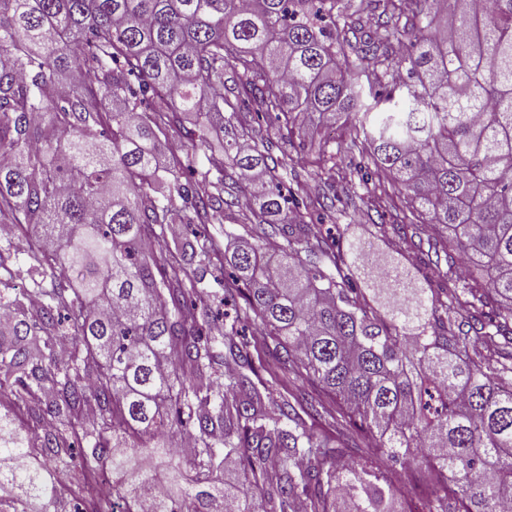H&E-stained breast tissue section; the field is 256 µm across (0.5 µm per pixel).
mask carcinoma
I'll list each match as a JSON object with an SVG mask.
<instances>
[{
    "instance_id": "obj_1",
    "label": "carcinoma",
    "mask_w": 512,
    "mask_h": 512,
    "mask_svg": "<svg viewBox=\"0 0 512 512\" xmlns=\"http://www.w3.org/2000/svg\"><path fill=\"white\" fill-rule=\"evenodd\" d=\"M376 9L366 25L356 0H0V224L18 228L0 247V397L60 423L41 435L0 413V512L52 502L73 439L80 512H395L412 464L421 512L512 502V0ZM252 112L333 170L321 128L348 113L351 148L389 176L375 191L414 218L378 232L400 249L431 240L444 287L389 266L378 312L355 279L373 265L359 242L282 222L290 157L252 133ZM171 135L209 151L192 186L160 162ZM240 183L239 223L282 243L167 239L224 223ZM20 253L35 274L81 267L77 285L13 292ZM221 255L215 314L190 267ZM249 324L263 336L241 335ZM264 356L307 396L276 400ZM329 399L334 437L316 429ZM345 434L369 455L346 460Z\"/></svg>"
}]
</instances>
